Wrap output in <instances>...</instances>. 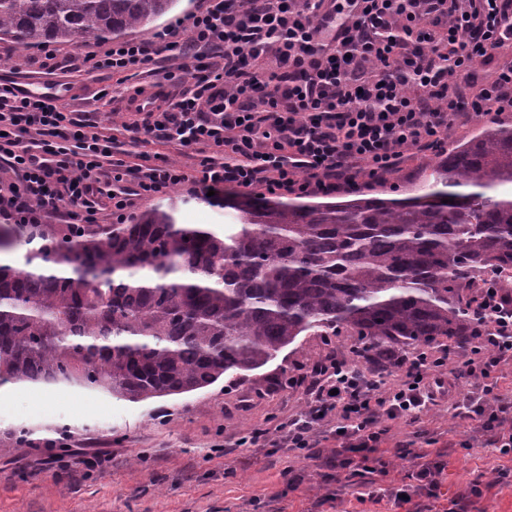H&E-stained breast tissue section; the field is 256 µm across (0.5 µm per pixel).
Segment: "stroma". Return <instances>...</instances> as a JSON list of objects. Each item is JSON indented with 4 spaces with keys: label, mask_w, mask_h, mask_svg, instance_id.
I'll use <instances>...</instances> for the list:
<instances>
[{
    "label": "stroma",
    "mask_w": 512,
    "mask_h": 512,
    "mask_svg": "<svg viewBox=\"0 0 512 512\" xmlns=\"http://www.w3.org/2000/svg\"><path fill=\"white\" fill-rule=\"evenodd\" d=\"M98 41L79 37L60 45V68L44 74L39 49L6 52L0 42V83L41 89L67 85L58 104L76 112L123 113L134 87L180 97L192 80L159 81L135 67L122 73L94 69L87 54ZM428 152L411 158L387 183L373 187L380 198L412 199L427 191ZM240 194L205 199L177 187L140 201L137 211L173 205L181 222L214 228L236 223ZM352 337L302 336L264 368L234 383L219 380L190 394L132 403L71 386H0V512H360L345 472L324 478L310 460L272 447L266 432L274 417L304 407L301 392L282 388L283 373L306 371L327 354L350 359ZM390 442L406 441L415 453L438 439L448 451V493L456 495L475 477L491 488L472 512H512V480L497 483L498 469L512 459L492 448H460L472 437L468 421L449 403L389 424ZM246 445H239V438ZM100 457L95 467L75 464L76 452ZM310 480L295 487L290 471Z\"/></svg>",
    "instance_id": "stroma-1"
}]
</instances>
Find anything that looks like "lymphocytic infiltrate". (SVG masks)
Here are the masks:
<instances>
[{
    "instance_id": "f902f5d3",
    "label": "lymphocytic infiltrate",
    "mask_w": 512,
    "mask_h": 512,
    "mask_svg": "<svg viewBox=\"0 0 512 512\" xmlns=\"http://www.w3.org/2000/svg\"><path fill=\"white\" fill-rule=\"evenodd\" d=\"M327 0H206L191 36L165 46L126 39L98 51L95 66L120 72L180 60L194 81L177 101L155 100L126 124L132 142L152 137L203 154L199 178L175 160L129 165L100 121L0 84V223H96L107 197L124 223L137 201L189 185L192 194L259 190L276 197L330 195L382 182L414 155L444 145L465 110L512 112V0H366L328 29ZM497 62L494 79L477 71ZM470 348L449 366L441 347L393 356L394 384L326 355L288 378L303 411L275 426L278 447L318 469H345L358 502L435 512L445 497L448 452L412 463L406 480L377 487L386 468L388 421L451 401L478 424L482 445L512 455V299L480 289ZM472 393L455 394L459 381ZM329 432L335 447L319 436Z\"/></svg>"
}]
</instances>
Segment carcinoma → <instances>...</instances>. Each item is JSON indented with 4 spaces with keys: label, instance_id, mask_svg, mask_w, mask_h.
Wrapping results in <instances>:
<instances>
[{
    "label": "carcinoma",
    "instance_id": "obj_1",
    "mask_svg": "<svg viewBox=\"0 0 512 512\" xmlns=\"http://www.w3.org/2000/svg\"><path fill=\"white\" fill-rule=\"evenodd\" d=\"M178 0H0L26 49L147 30ZM512 126L437 155L426 198L270 203L216 233L153 208L133 224L0 225V385H69L129 402L256 371L307 334L353 357L462 346L488 278L512 290ZM27 246L23 267L11 259Z\"/></svg>",
    "mask_w": 512,
    "mask_h": 512
}]
</instances>
